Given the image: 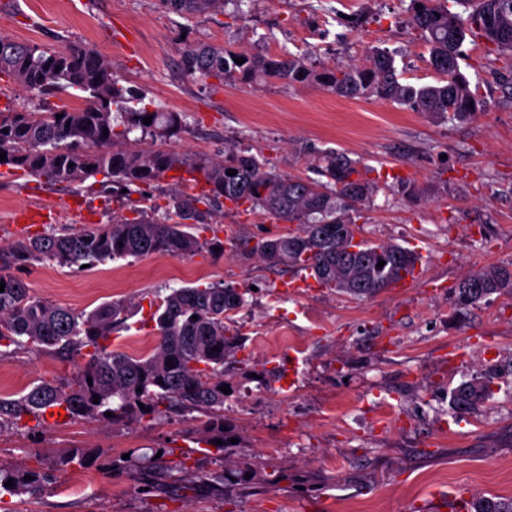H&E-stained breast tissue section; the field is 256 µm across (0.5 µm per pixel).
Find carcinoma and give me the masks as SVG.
Masks as SVG:
<instances>
[{"mask_svg":"<svg viewBox=\"0 0 512 512\" xmlns=\"http://www.w3.org/2000/svg\"><path fill=\"white\" fill-rule=\"evenodd\" d=\"M231 3L242 12L245 0H159L169 13L193 18L224 11ZM408 22L419 32L429 53L437 82L413 84L400 80L395 54L374 49L367 63L317 70L307 55L241 54L228 47L201 44L182 54L183 72L205 84L209 79L241 83L276 81L293 86L314 81L348 99H378L405 106L446 121H462L485 111L480 83H471L460 69L466 40L481 43L512 71V0H409ZM242 57L241 65L235 59ZM0 76L26 92L57 96L68 90L84 93L77 108L46 105L41 111L0 109L2 166L23 170L51 185L77 184L98 174L126 190L149 185L170 171L184 172L182 187L169 194L161 215L138 210L71 232L62 228L45 236L21 240L9 251L0 249V357L14 349L64 351L86 358L78 378L61 387L41 382L20 398L0 401V425L19 427L37 422L51 408L72 417L110 420L142 419L177 406L203 415V452L221 455L231 447L224 424V360L242 347L233 315L247 305L246 292L230 284L172 288L153 295L157 343L144 356L113 350L107 341L127 328L140 307L136 298L104 302L89 312L48 303L35 296L25 281L8 272L12 266L49 260L60 265L93 267L108 260L153 254L184 257L222 247L219 239L202 241L192 229L224 201L245 204L296 228L253 240L249 252L273 269L308 271L327 288L352 297L371 296L391 287L405 274H414L419 254L397 243L356 238L352 214L372 200L378 187L366 179L359 162L339 151H317L313 165L319 178H298L272 170L251 153L235 146L224 159L171 150L108 149L135 131L152 137L176 133L184 119L161 106L139 108L141 98L119 83L112 63L86 48L58 51L0 34ZM61 118H56V115ZM152 117L144 124L143 118ZM236 171L233 176L228 170ZM203 184L199 193L194 185ZM383 267H377L379 261ZM457 304L473 307L493 294L512 295V264L472 273L456 287ZM198 319H192V316ZM92 382H87V378ZM495 375L463 382L451 391V408L465 413L492 394ZM100 396L93 403V396ZM144 407H139V404ZM112 413V417L105 413ZM250 467L231 469L207 479L216 487L242 482ZM32 479L27 480L25 476ZM14 486L7 487L8 479ZM48 470H16L0 466V492L34 500L55 483ZM474 512H512V502L480 498Z\"/></svg>","mask_w":512,"mask_h":512,"instance_id":"1","label":"carcinoma"}]
</instances>
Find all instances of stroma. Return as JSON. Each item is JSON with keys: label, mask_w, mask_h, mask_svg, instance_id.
<instances>
[{"label": "stroma", "mask_w": 512, "mask_h": 512, "mask_svg": "<svg viewBox=\"0 0 512 512\" xmlns=\"http://www.w3.org/2000/svg\"><path fill=\"white\" fill-rule=\"evenodd\" d=\"M0 33L60 51L83 47L107 58L122 84L145 101L181 113L169 139L126 140L139 147L223 159L251 147L283 174L312 177L313 152L336 150L361 161L373 181H390L360 208V235L376 243L417 244L413 287L353 298L327 288L281 294L284 273L243 248L244 240L287 232V223L232 203L194 233L218 238L219 252L185 258L156 254L93 268L52 261L14 268L42 300L78 311L168 287L226 282L246 289L236 320L243 346L227 358L233 393L224 418L238 442L222 457L195 452L191 417L163 413L120 425L61 417L42 425L0 427V465L53 469L40 498L4 497L0 512H457L458 501L512 499V296L494 294L468 309L454 287L480 268L512 262V83L498 78L479 46L461 63L482 79L488 108L446 122L379 100L346 99L315 84L227 82L206 88L179 67L197 43L249 53H310L324 66L364 62L371 48L394 52L404 80L436 76L400 0H252L243 13L184 19L158 0H0ZM172 177L137 193L100 178L48 185L0 167V246L17 235L13 212L37 205L62 227L108 224L133 210L165 208ZM81 357L20 350L0 359V399L34 385L72 382ZM499 371L494 395L456 415L449 393ZM169 448L163 489L139 492L125 454ZM89 457L87 467L65 457ZM194 476L248 464L247 483L216 494Z\"/></svg>", "instance_id": "1"}]
</instances>
